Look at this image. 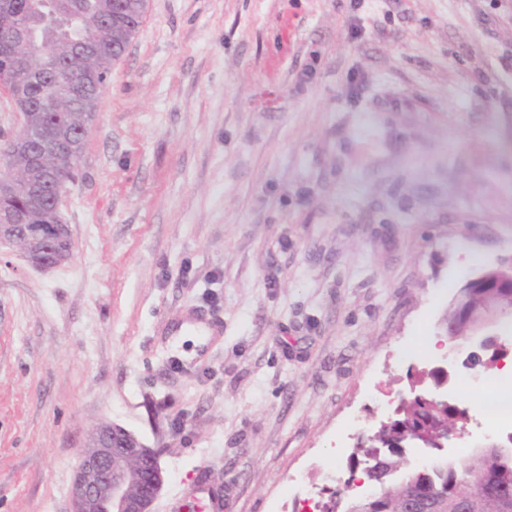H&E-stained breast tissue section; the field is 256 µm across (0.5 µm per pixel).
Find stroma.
Returning <instances> with one entry per match:
<instances>
[{
    "label": "stroma",
    "mask_w": 512,
    "mask_h": 512,
    "mask_svg": "<svg viewBox=\"0 0 512 512\" xmlns=\"http://www.w3.org/2000/svg\"><path fill=\"white\" fill-rule=\"evenodd\" d=\"M59 213L62 266L0 246V512H68L105 422L159 449L155 512H302L430 370L463 458L478 345L414 341L512 260V0H148Z\"/></svg>",
    "instance_id": "1"
}]
</instances>
